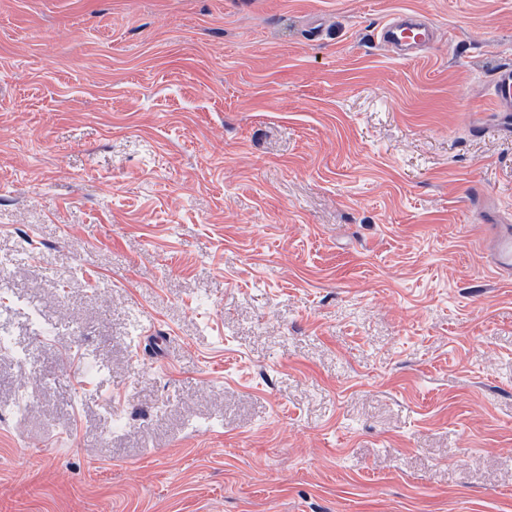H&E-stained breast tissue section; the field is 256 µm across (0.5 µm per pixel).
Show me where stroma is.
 <instances>
[{"instance_id": "stroma-1", "label": "stroma", "mask_w": 512, "mask_h": 512, "mask_svg": "<svg viewBox=\"0 0 512 512\" xmlns=\"http://www.w3.org/2000/svg\"><path fill=\"white\" fill-rule=\"evenodd\" d=\"M506 64L512 0H0V512H512ZM407 33L414 34V38L410 39L419 42L422 46L433 41L432 29L419 22V19L408 16H398L385 25L380 32V41L384 44H395L409 39L406 37ZM493 97L501 106L512 105V68H502L496 72L493 82ZM493 264L501 274L510 275L512 273V235H510L509 229L499 236Z\"/></svg>"}]
</instances>
